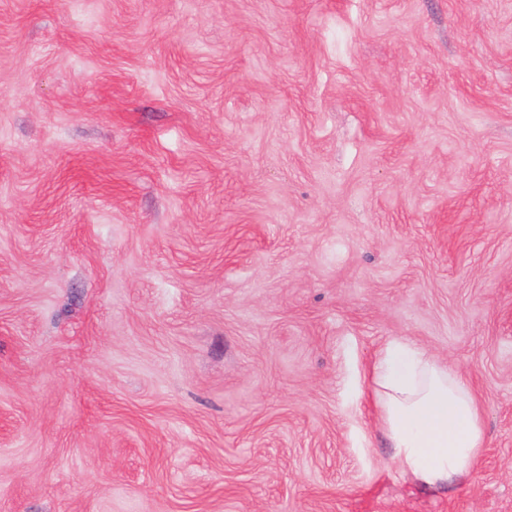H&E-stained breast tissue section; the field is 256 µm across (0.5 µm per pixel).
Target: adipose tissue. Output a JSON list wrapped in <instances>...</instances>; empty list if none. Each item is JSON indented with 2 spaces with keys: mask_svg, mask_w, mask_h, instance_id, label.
<instances>
[{
  "mask_svg": "<svg viewBox=\"0 0 512 512\" xmlns=\"http://www.w3.org/2000/svg\"><path fill=\"white\" fill-rule=\"evenodd\" d=\"M370 383L405 473L440 486L471 471L483 448L481 411L459 371L414 342L392 341L375 359Z\"/></svg>",
  "mask_w": 512,
  "mask_h": 512,
  "instance_id": "adipose-tissue-1",
  "label": "adipose tissue"
}]
</instances>
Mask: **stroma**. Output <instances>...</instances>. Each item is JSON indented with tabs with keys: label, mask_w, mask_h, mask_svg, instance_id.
I'll return each mask as SVG.
<instances>
[{
	"label": "stroma",
	"mask_w": 512,
	"mask_h": 512,
	"mask_svg": "<svg viewBox=\"0 0 512 512\" xmlns=\"http://www.w3.org/2000/svg\"><path fill=\"white\" fill-rule=\"evenodd\" d=\"M0 512H512V0H0ZM370 383L405 473L440 486L471 471L483 448L481 411L459 371L412 341H391L375 359Z\"/></svg>",
	"instance_id": "obj_1"
}]
</instances>
